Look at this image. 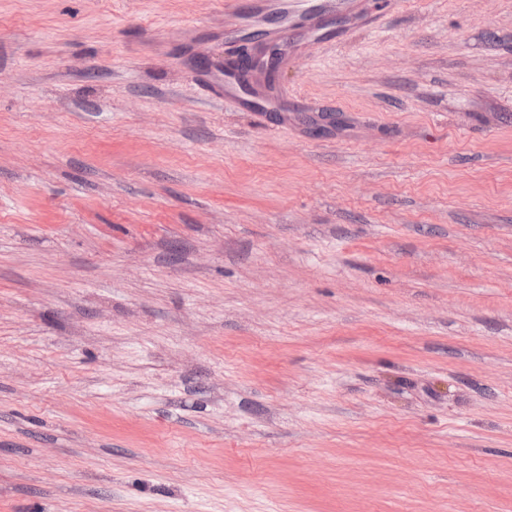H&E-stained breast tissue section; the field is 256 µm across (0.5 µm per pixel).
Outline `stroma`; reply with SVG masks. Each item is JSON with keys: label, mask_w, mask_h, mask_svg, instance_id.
<instances>
[{"label": "stroma", "mask_w": 512, "mask_h": 512, "mask_svg": "<svg viewBox=\"0 0 512 512\" xmlns=\"http://www.w3.org/2000/svg\"><path fill=\"white\" fill-rule=\"evenodd\" d=\"M228 20L0 0V512H512V0ZM239 0L224 1V8L231 9L232 22L225 28V43H256L251 53L235 60H224V104L234 106L242 96H247L256 112H264L272 105L269 94L267 70L260 51L261 41H274L286 47L282 63L288 61V48L301 46L312 54L331 41L336 42V32L327 22L337 15L354 11L352 0H317L308 6L302 0H251V6L242 8ZM271 13L282 16L279 25L270 26L265 17ZM240 84L248 86L244 90Z\"/></svg>", "instance_id": "obj_1"}]
</instances>
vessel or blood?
I'll return each mask as SVG.
<instances>
[{
  "label": "vessel or blood",
  "mask_w": 512,
  "mask_h": 512,
  "mask_svg": "<svg viewBox=\"0 0 512 512\" xmlns=\"http://www.w3.org/2000/svg\"><path fill=\"white\" fill-rule=\"evenodd\" d=\"M233 14L225 29L227 45L274 41L288 48L302 47L311 54L334 41L329 26L336 16L352 13L353 0H251L241 7L238 0H225ZM267 70L260 51L244 54L224 62V102L236 105L240 98H249L256 111L272 104Z\"/></svg>",
  "instance_id": "b4317fda"
}]
</instances>
